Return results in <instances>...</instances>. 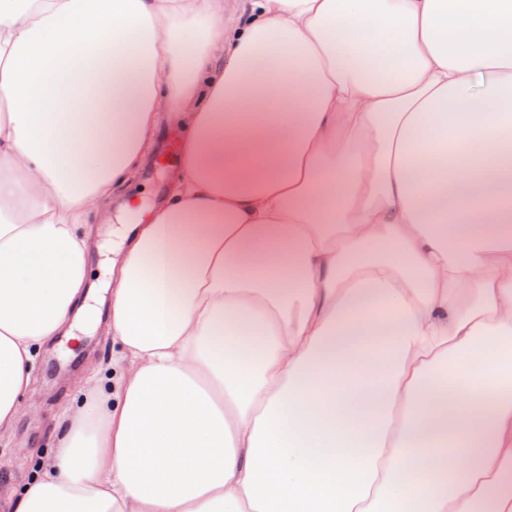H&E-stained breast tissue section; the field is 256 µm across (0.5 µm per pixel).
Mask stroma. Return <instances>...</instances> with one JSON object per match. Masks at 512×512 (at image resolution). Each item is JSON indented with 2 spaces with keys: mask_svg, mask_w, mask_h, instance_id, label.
<instances>
[{
  "mask_svg": "<svg viewBox=\"0 0 512 512\" xmlns=\"http://www.w3.org/2000/svg\"><path fill=\"white\" fill-rule=\"evenodd\" d=\"M171 169L168 163H149L128 186L138 216L148 217ZM111 362V335L105 327L90 324L76 337H58L53 347L39 355L34 370L36 409L18 419L11 436L0 439V512H9L11 488L30 476L34 466L31 451L46 453L55 447L64 416L84 398L91 365Z\"/></svg>",
  "mask_w": 512,
  "mask_h": 512,
  "instance_id": "stroma-1",
  "label": "stroma"
}]
</instances>
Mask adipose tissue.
<instances>
[{
    "label": "adipose tissue",
    "instance_id": "obj_1",
    "mask_svg": "<svg viewBox=\"0 0 512 512\" xmlns=\"http://www.w3.org/2000/svg\"><path fill=\"white\" fill-rule=\"evenodd\" d=\"M111 200L12 512H512V0H0V438ZM161 140L163 147L159 156L152 163L146 165L127 187L128 194L133 197L131 204L137 210L128 223L137 222L139 216L143 218V221L148 218L155 197L161 194L167 185L170 171L180 163H176L177 158L173 156V164H159L164 160V154L168 151L169 145L172 142L177 144L176 135L172 130H164ZM100 290L105 297L102 325L87 324L76 331L77 338L60 336L39 355L33 373L37 408L25 412L13 434L0 440V512L12 511L7 507L11 488L22 484L36 465L30 452L38 448L45 454L55 447L64 416L84 399L91 365L112 363V336L105 329L112 282Z\"/></svg>",
    "mask_w": 512,
    "mask_h": 512
}]
</instances>
